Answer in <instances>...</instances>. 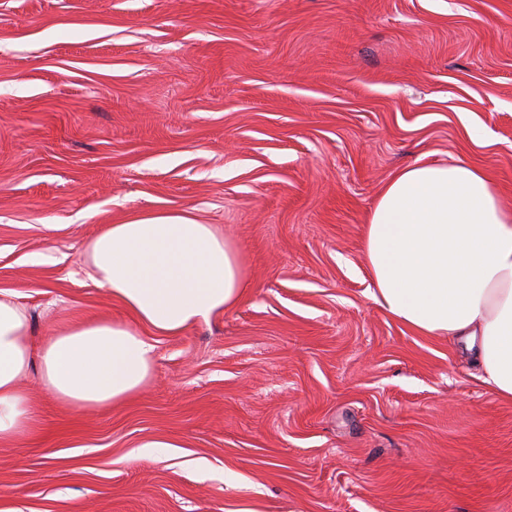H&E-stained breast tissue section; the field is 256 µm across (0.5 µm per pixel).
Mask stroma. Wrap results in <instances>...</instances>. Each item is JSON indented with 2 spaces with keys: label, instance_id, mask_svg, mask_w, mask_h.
Here are the masks:
<instances>
[{
  "label": "stroma",
  "instance_id": "1",
  "mask_svg": "<svg viewBox=\"0 0 512 512\" xmlns=\"http://www.w3.org/2000/svg\"><path fill=\"white\" fill-rule=\"evenodd\" d=\"M455 158L512 208V0H0V289L36 341L130 320L84 263L108 224L189 213L250 284L120 405L27 379L0 512H512V400L362 249L398 169Z\"/></svg>",
  "mask_w": 512,
  "mask_h": 512
}]
</instances>
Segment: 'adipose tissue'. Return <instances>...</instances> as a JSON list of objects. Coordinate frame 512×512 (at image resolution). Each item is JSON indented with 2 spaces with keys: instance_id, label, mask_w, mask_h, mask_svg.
Listing matches in <instances>:
<instances>
[{
  "instance_id": "ef3b65f1",
  "label": "adipose tissue",
  "mask_w": 512,
  "mask_h": 512,
  "mask_svg": "<svg viewBox=\"0 0 512 512\" xmlns=\"http://www.w3.org/2000/svg\"><path fill=\"white\" fill-rule=\"evenodd\" d=\"M364 255L372 299L426 336L463 342L484 381L512 399V210L487 174L464 159L398 171L369 213ZM90 277L131 314L65 325L32 348L31 317L0 289V446L27 435L39 382L62 405L101 409L150 380L156 347L234 307L246 294L238 249L211 224L157 214L107 225L87 244Z\"/></svg>"
}]
</instances>
